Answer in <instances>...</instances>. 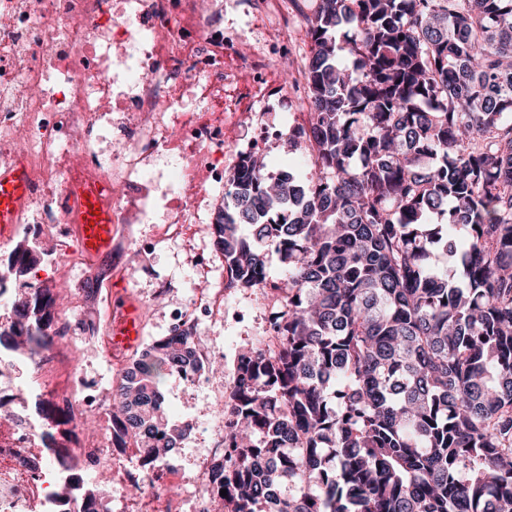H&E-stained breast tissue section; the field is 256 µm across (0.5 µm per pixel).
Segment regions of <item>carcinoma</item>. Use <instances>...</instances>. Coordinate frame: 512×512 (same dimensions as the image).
Returning <instances> with one entry per match:
<instances>
[{"mask_svg": "<svg viewBox=\"0 0 512 512\" xmlns=\"http://www.w3.org/2000/svg\"><path fill=\"white\" fill-rule=\"evenodd\" d=\"M304 34L310 177L247 154L213 224L225 287L274 291L278 346L237 356L221 504L512 512V0H314ZM58 306L18 295L0 341L47 351ZM196 346L153 340L112 391V444L145 468L189 433L155 379L210 367Z\"/></svg>", "mask_w": 512, "mask_h": 512, "instance_id": "cac0c4a2", "label": "carcinoma"}]
</instances>
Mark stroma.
I'll use <instances>...</instances> for the list:
<instances>
[{
  "label": "stroma",
  "mask_w": 512,
  "mask_h": 512,
  "mask_svg": "<svg viewBox=\"0 0 512 512\" xmlns=\"http://www.w3.org/2000/svg\"><path fill=\"white\" fill-rule=\"evenodd\" d=\"M274 18L253 16L245 0H224V27L245 37H270ZM246 112L224 115V164L232 166L238 149L254 135L259 124L280 129L281 134L269 138L261 152L270 173L295 166L298 175L304 167L296 166V157L288 150L283 132L290 124L308 121L306 111L293 112L282 108L277 97L262 101L250 100ZM209 214H202L200 223L184 225L182 231H169L163 224H116L112 227V283L124 286L143 306L145 339L168 335L169 307L195 301L199 289L214 288L224 292V319L202 320L198 326L203 348L210 350L218 370L207 387H195L176 375L160 380L165 409L176 421H189L192 431L171 456L177 460L183 482L171 493L183 502V512H194L196 503L197 460L217 447L223 434L222 410L230 391L237 353L247 347L267 343L273 301L265 290L229 289L224 257L216 250ZM150 242L147 252H137L141 242ZM208 257L206 270H198L197 257ZM70 350L87 379L97 384L100 392L110 393L119 378L117 366L110 358L76 338Z\"/></svg>",
  "instance_id": "obj_1"
}]
</instances>
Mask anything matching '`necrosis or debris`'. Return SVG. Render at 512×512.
<instances>
[{"label": "necrosis or debris", "mask_w": 512, "mask_h": 512, "mask_svg": "<svg viewBox=\"0 0 512 512\" xmlns=\"http://www.w3.org/2000/svg\"><path fill=\"white\" fill-rule=\"evenodd\" d=\"M254 4L276 12L277 45L244 54L224 33L223 0H0V173L21 166L32 182L13 236L0 239V259L24 265L28 287L85 261L72 230L75 186L98 185L118 224H194L200 211L223 209L224 113L239 109L224 97L232 74L258 95L299 107L306 99L303 85L280 81L285 49L304 26L301 0ZM21 240L51 247L32 261L18 253ZM82 323L79 304L52 313L56 349L20 388L14 374L26 357L0 346V404L25 392L108 424L98 388L78 367L53 377ZM56 429L70 440L64 467L43 440ZM114 453L105 432L56 427L27 404L11 411L0 420V512H100L86 487ZM181 478L165 462L140 475L149 512H180L164 489ZM54 484L68 495L51 492Z\"/></svg>", "instance_id": "4bbe7bcc"}]
</instances>
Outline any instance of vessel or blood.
Instances as JSON below:
<instances>
[{"label":"vessel or blood","instance_id":"obj_1","mask_svg":"<svg viewBox=\"0 0 512 512\" xmlns=\"http://www.w3.org/2000/svg\"><path fill=\"white\" fill-rule=\"evenodd\" d=\"M31 190L25 172L0 173V237H10L22 202ZM78 243L88 259H96L112 249V210L102 199L96 185L85 184L78 195ZM116 318L108 327L114 349L130 351L141 342L143 320L139 306L125 290L113 293Z\"/></svg>","mask_w":512,"mask_h":512}]
</instances>
